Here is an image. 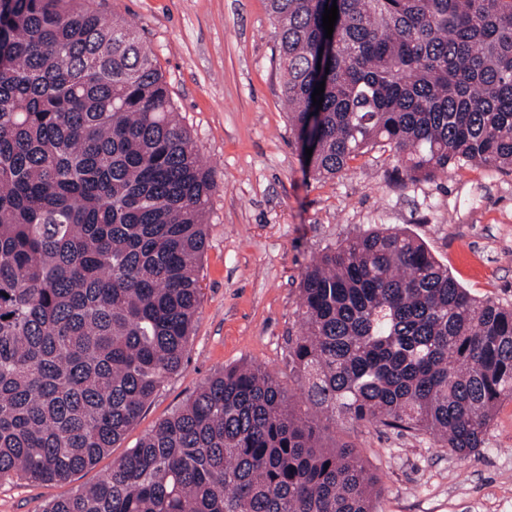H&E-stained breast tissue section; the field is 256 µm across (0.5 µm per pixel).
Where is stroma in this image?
<instances>
[{"mask_svg":"<svg viewBox=\"0 0 512 512\" xmlns=\"http://www.w3.org/2000/svg\"><path fill=\"white\" fill-rule=\"evenodd\" d=\"M95 3L151 46L213 173L202 301L180 370L123 440L69 481L0 484V512H40L95 483L225 367H263L304 406L288 367L301 274L325 248L363 230H406L473 297L512 305V173L472 164L408 184L390 149L378 146L336 177L314 176L288 122L265 0ZM323 437L357 448L380 478L378 512H512V399L497 409L478 453L466 458L429 436L351 421L326 423Z\"/></svg>","mask_w":512,"mask_h":512,"instance_id":"35a3bbf8","label":"stroma"}]
</instances>
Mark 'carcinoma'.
<instances>
[{
	"instance_id": "1",
	"label": "carcinoma",
	"mask_w": 512,
	"mask_h": 512,
	"mask_svg": "<svg viewBox=\"0 0 512 512\" xmlns=\"http://www.w3.org/2000/svg\"><path fill=\"white\" fill-rule=\"evenodd\" d=\"M327 4L267 0L308 170L383 143L411 184L512 172V0H337L330 39ZM214 189L137 30L91 0H0V482L93 467L181 368ZM298 316L288 367L333 422L466 457L512 399V305L408 232L313 258ZM380 494L357 449L240 364L43 512H376Z\"/></svg>"
}]
</instances>
